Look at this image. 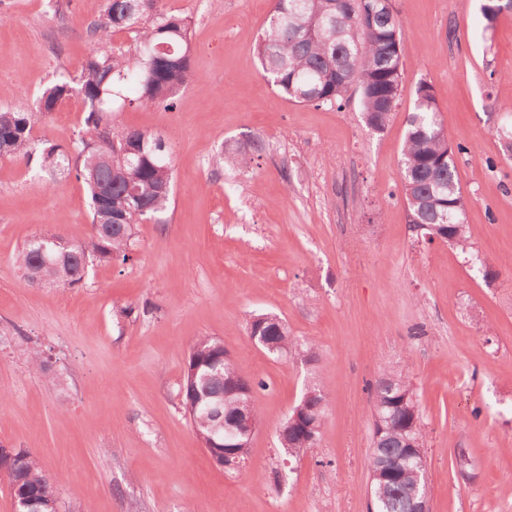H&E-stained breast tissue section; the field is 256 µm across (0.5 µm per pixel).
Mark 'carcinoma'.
Returning a JSON list of instances; mask_svg holds the SVG:
<instances>
[{"mask_svg":"<svg viewBox=\"0 0 512 512\" xmlns=\"http://www.w3.org/2000/svg\"><path fill=\"white\" fill-rule=\"evenodd\" d=\"M272 11L255 54L264 74L288 100L315 106H344L350 92L359 93L365 123L385 129L399 104L405 71L404 33L395 11L381 0H272ZM134 34L124 50L112 45L115 33ZM92 46L79 74L54 80L37 98L36 111L0 108V155L30 159L36 115L49 114L64 99L77 95L85 105L84 134L73 151L49 145L38 157L40 171L55 182L67 175L84 182L96 230L74 245L67 256L47 235L32 238L17 262L30 285L54 284L65 290L84 283L93 262H126L137 225L154 219L169 202L172 158L165 141L148 132L112 125L116 99L128 104L174 106L180 88L195 80L191 67L189 20L169 12L163 0H106L104 12L90 29ZM263 145L251 152L218 154L214 165L248 169ZM401 187L408 223L428 237L464 254L483 271L492 265L474 250L459 186L454 152L445 120L429 87L416 89L402 147ZM263 331L275 354L295 352L307 364L318 360L311 342L290 336L288 324L265 322ZM241 379L224 343L202 336L191 348L183 376L184 407L194 431L204 441L214 426L207 407L221 403L224 418L239 409L235 385ZM372 446L375 459L389 460L403 448L422 445L425 428L413 384L401 371L384 372L371 387ZM305 404L279 440L286 458H298L317 447L329 394L311 387ZM427 461L405 464L400 479L380 492L379 512H411L414 492L424 494ZM0 471L9 485L33 505L30 512H50L57 499L55 481L39 458L24 448H0Z\"/></svg>","mask_w":512,"mask_h":512,"instance_id":"1","label":"carcinoma"}]
</instances>
